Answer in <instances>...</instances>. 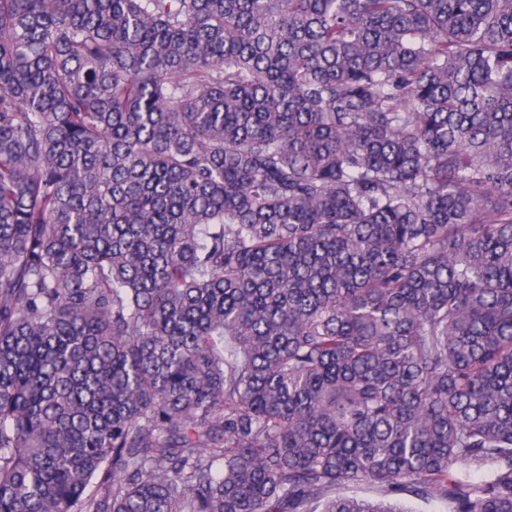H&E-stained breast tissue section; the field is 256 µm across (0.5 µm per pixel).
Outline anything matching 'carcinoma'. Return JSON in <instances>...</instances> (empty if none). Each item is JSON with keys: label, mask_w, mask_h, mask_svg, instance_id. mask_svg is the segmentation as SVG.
<instances>
[{"label": "carcinoma", "mask_w": 512, "mask_h": 512, "mask_svg": "<svg viewBox=\"0 0 512 512\" xmlns=\"http://www.w3.org/2000/svg\"><path fill=\"white\" fill-rule=\"evenodd\" d=\"M409 497L512 512V0H0V512Z\"/></svg>", "instance_id": "cac0c4a2"}]
</instances>
